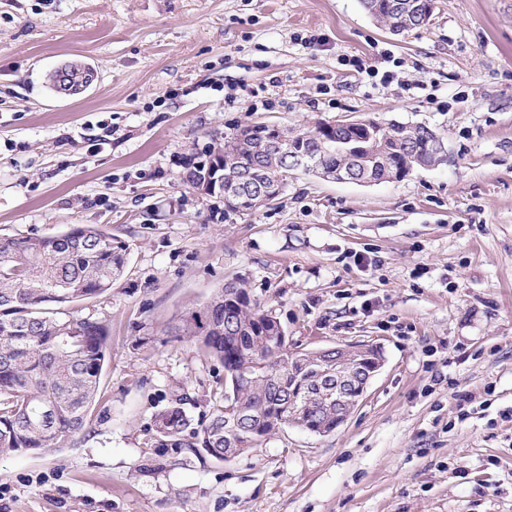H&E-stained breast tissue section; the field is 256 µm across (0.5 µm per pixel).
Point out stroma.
Here are the masks:
<instances>
[{"mask_svg":"<svg viewBox=\"0 0 512 512\" xmlns=\"http://www.w3.org/2000/svg\"><path fill=\"white\" fill-rule=\"evenodd\" d=\"M74 59L96 79L64 98L46 76ZM358 117L427 124L445 162L372 186L297 170L248 215L181 178L238 128ZM80 224L128 247L76 306L109 326L101 399L75 446L0 456V512H512V0H437L400 36L360 0H0V236ZM229 282L290 351L381 347L333 433L161 447L158 411L181 396L202 424L225 375L170 328Z\"/></svg>","mask_w":512,"mask_h":512,"instance_id":"obj_1","label":"stroma"}]
</instances>
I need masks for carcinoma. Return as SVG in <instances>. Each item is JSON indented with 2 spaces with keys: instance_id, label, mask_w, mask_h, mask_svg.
<instances>
[{
  "instance_id": "cac0c4a2",
  "label": "carcinoma",
  "mask_w": 512,
  "mask_h": 512,
  "mask_svg": "<svg viewBox=\"0 0 512 512\" xmlns=\"http://www.w3.org/2000/svg\"><path fill=\"white\" fill-rule=\"evenodd\" d=\"M389 13L390 28L400 33L428 25L434 10L418 19L404 3ZM301 133L297 150L316 158L322 169L341 167L376 179L410 173L404 154L409 148L427 152L442 139L428 126L407 127L390 122L376 128L375 139L351 153V135L338 126L328 134V147L317 132ZM237 156L224 166V180L237 168L252 172V192L277 182L288 171V157L270 149L262 128L246 126L232 134ZM224 157V143L212 142L183 162V180L197 187L198 166ZM126 245L95 224L76 225L57 236L0 237V455L68 448L89 430L92 407L112 349L108 327L72 312L78 302L100 297L125 273ZM281 323L269 310L252 302L247 291L229 283L190 318L175 335L196 341L204 355L217 359L226 372L224 388L231 400L214 398L201 429L177 397L157 416L163 442L173 448H201L217 458L229 442L254 448L266 436L291 426L316 435L336 430V404L287 396L302 392L314 370L329 365L310 362L313 352L271 355L266 337L279 333Z\"/></svg>"
}]
</instances>
